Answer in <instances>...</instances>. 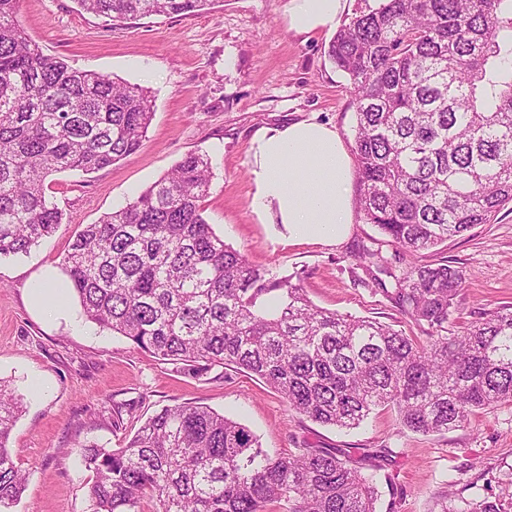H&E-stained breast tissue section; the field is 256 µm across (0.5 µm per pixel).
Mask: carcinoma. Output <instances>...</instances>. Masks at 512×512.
Instances as JSON below:
<instances>
[{
	"label": "carcinoma",
	"instance_id": "carcinoma-1",
	"mask_svg": "<svg viewBox=\"0 0 512 512\" xmlns=\"http://www.w3.org/2000/svg\"><path fill=\"white\" fill-rule=\"evenodd\" d=\"M112 21L187 15L220 0H76ZM0 0V257L27 253L64 213L49 177L90 175L134 154L154 116L142 85L48 56ZM330 61L354 95L356 213L379 249L359 266L425 338L315 305L270 279L203 216L211 161L190 151L124 207L86 225L62 266L86 318L198 377L244 370L295 413L354 429L390 407L413 432L445 433L475 411L512 405V307L457 336L448 318L461 267L419 255L512 203V0H380L338 30ZM392 279L391 286L379 278ZM22 399L0 381V512L26 477L10 449ZM93 512H377L393 474L314 448L271 455L245 425L203 406L162 407L120 448L82 449Z\"/></svg>",
	"mask_w": 512,
	"mask_h": 512
}]
</instances>
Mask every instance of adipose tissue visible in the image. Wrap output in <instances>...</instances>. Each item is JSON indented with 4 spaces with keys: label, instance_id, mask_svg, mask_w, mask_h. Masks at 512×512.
Listing matches in <instances>:
<instances>
[{
    "label": "adipose tissue",
    "instance_id": "ef3b65f1",
    "mask_svg": "<svg viewBox=\"0 0 512 512\" xmlns=\"http://www.w3.org/2000/svg\"><path fill=\"white\" fill-rule=\"evenodd\" d=\"M347 0H289L290 29L313 33L335 28ZM254 191L250 208L264 224H278L288 242L334 244L353 222V160L334 128L313 120L260 131L249 147ZM34 304L71 319L64 284L53 268L31 283Z\"/></svg>",
    "mask_w": 512,
    "mask_h": 512
}]
</instances>
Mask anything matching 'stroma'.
<instances>
[{
	"label": "stroma",
	"instance_id": "obj_1",
	"mask_svg": "<svg viewBox=\"0 0 512 512\" xmlns=\"http://www.w3.org/2000/svg\"><path fill=\"white\" fill-rule=\"evenodd\" d=\"M17 19L44 54L149 87L155 114L135 154L88 176H52L48 193L65 214L62 224L28 253L0 258V380L24 401L10 447L27 483L14 512H92L93 474L82 445L121 447L149 416L184 402L245 424L273 455L326 448L352 459L385 456L404 492L398 512H434L442 493L448 512L482 499L512 512L511 405L480 410L466 427L443 434L404 429L390 409L341 430L289 410L250 373L218 367L198 378L110 330L88 321L74 330L28 302L32 278L60 267L77 232L197 150L212 166L204 217L251 265L293 277L319 307L416 332L390 298L364 282L357 255L378 239L374 225L354 221L335 244H296L250 210L248 149L259 130L313 119L334 127L347 148L355 146L349 80L327 54L333 32L290 31L288 0H220L198 13L117 25L76 0H20ZM444 259L465 273L449 333L512 304V204L493 223L475 225L422 257ZM35 381L41 392H33Z\"/></svg>",
	"mask_w": 512,
	"mask_h": 512
}]
</instances>
